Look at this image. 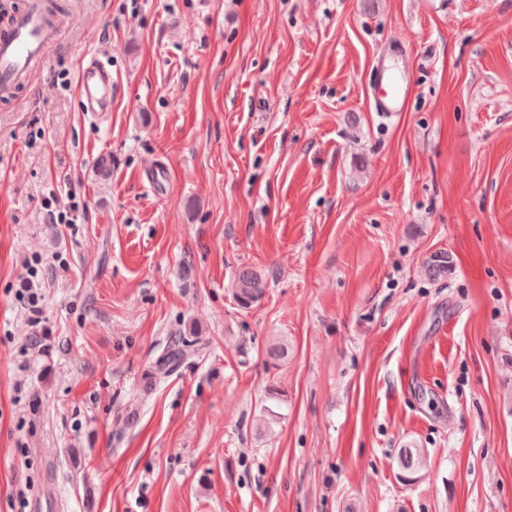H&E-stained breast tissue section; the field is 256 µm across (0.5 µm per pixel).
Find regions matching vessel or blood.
Masks as SVG:
<instances>
[{
  "instance_id": "vessel-or-blood-1",
  "label": "vessel or blood",
  "mask_w": 512,
  "mask_h": 512,
  "mask_svg": "<svg viewBox=\"0 0 512 512\" xmlns=\"http://www.w3.org/2000/svg\"><path fill=\"white\" fill-rule=\"evenodd\" d=\"M74 22L70 15L47 19L43 0H30L25 13L0 28V98H11L17 86L30 79L49 43ZM78 90L83 111L95 115L111 111L112 73L106 62L88 59L79 72ZM409 94L406 72L395 67L382 69L374 82L373 107L387 115L404 111Z\"/></svg>"
}]
</instances>
